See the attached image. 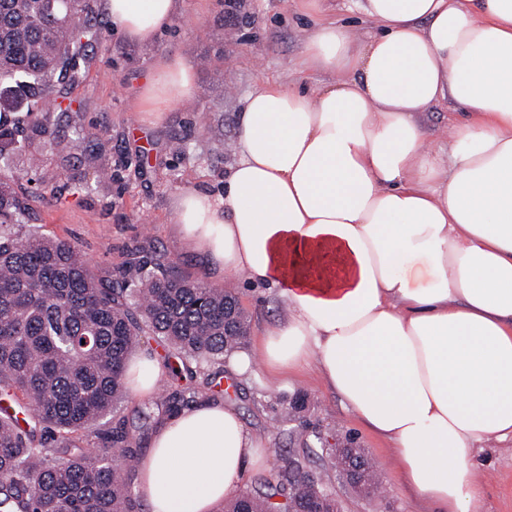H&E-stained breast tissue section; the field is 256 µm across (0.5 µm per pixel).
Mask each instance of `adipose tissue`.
Masks as SVG:
<instances>
[{
  "instance_id": "ef3b65f1",
  "label": "adipose tissue",
  "mask_w": 512,
  "mask_h": 512,
  "mask_svg": "<svg viewBox=\"0 0 512 512\" xmlns=\"http://www.w3.org/2000/svg\"><path fill=\"white\" fill-rule=\"evenodd\" d=\"M364 33L308 0L305 88L267 83L239 112L223 197L183 189L179 231L214 275L273 288L282 313L255 348L270 370L315 360L357 422L385 440L437 512H481L478 451L512 441V0H358ZM111 29L148 44L178 0H104ZM160 60L141 95H192ZM452 103L448 152L425 119ZM255 356V357H256ZM127 363L138 398L163 377ZM264 436L201 402L159 429L139 467L151 512H217L265 467Z\"/></svg>"
}]
</instances>
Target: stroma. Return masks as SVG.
<instances>
[{
	"label": "stroma",
	"mask_w": 512,
	"mask_h": 512,
	"mask_svg": "<svg viewBox=\"0 0 512 512\" xmlns=\"http://www.w3.org/2000/svg\"><path fill=\"white\" fill-rule=\"evenodd\" d=\"M311 24L301 0H241L231 16L224 0H179L172 25L153 43H133L105 30L80 59L76 79L56 85L72 100V111L29 115L20 107L4 115L15 131L9 162L19 173L13 190L27 207L24 222L78 246L101 277L120 279L130 258L159 252L186 279L230 291L250 320L244 351L252 353L278 313L275 300L238 277H213L203 256L180 234L174 200L188 186L223 193L234 160L237 114L256 86L328 82L327 74L303 66L302 45ZM163 56L191 65L196 90L155 117L140 111L138 100ZM44 125L49 135L41 134ZM78 125L85 131L79 140L74 137ZM53 136L74 140L70 155L52 148ZM103 166L112 171L105 184L97 179ZM180 384L212 401L234 404L249 429L268 437L267 465L246 470L244 490L264 480L276 482L289 458L307 460L315 473L330 469L331 459L321 449L274 424L281 405L301 393L310 399L307 419L314 427L330 439L354 437L381 471L383 492L371 498L332 472L329 487L341 512H432L431 505L407 492L392 452L355 421L334 392L320 386L313 367L274 383L260 359L243 375L192 361ZM475 463L485 512H512V445L486 449Z\"/></svg>",
	"instance_id": "obj_1"
}]
</instances>
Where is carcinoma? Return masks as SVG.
I'll return each mask as SVG.
<instances>
[{
    "label": "carcinoma",
    "mask_w": 512,
    "mask_h": 512,
    "mask_svg": "<svg viewBox=\"0 0 512 512\" xmlns=\"http://www.w3.org/2000/svg\"><path fill=\"white\" fill-rule=\"evenodd\" d=\"M94 0H0V95L43 111L53 83L77 74L100 34ZM24 208L0 175V392L30 410L26 426L0 408V512H145L127 469L145 449L119 420L112 453L86 444L89 429L125 398L124 366L143 337L206 364L242 348L248 316L224 290L179 277L165 256L128 261L104 283L79 249L36 225L19 230ZM164 386L140 408L141 428L186 405ZM306 461L231 502L225 512H283Z\"/></svg>",
    "instance_id": "obj_1"
}]
</instances>
